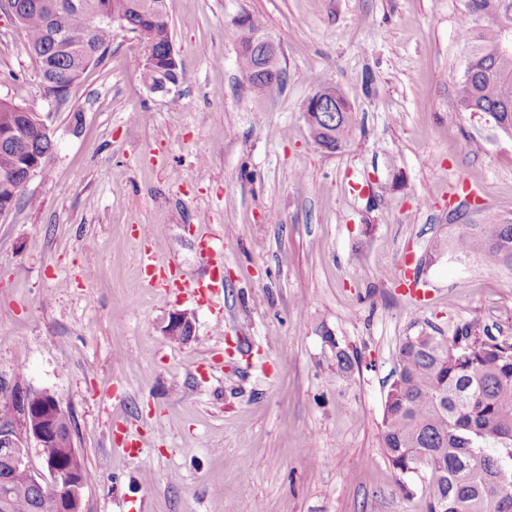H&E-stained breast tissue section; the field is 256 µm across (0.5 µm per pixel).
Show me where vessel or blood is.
<instances>
[{
	"label": "vessel or blood",
	"instance_id": "vessel-or-blood-1",
	"mask_svg": "<svg viewBox=\"0 0 512 512\" xmlns=\"http://www.w3.org/2000/svg\"><path fill=\"white\" fill-rule=\"evenodd\" d=\"M200 251L210 262L212 275L208 282L192 284L184 281L172 265L162 260L161 240L159 236H151L139 249L140 278L148 286L186 294L198 304L210 302L212 296L224 288V241L210 235L202 236Z\"/></svg>",
	"mask_w": 512,
	"mask_h": 512
}]
</instances>
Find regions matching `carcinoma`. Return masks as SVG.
<instances>
[{"instance_id": "cac0c4a2", "label": "carcinoma", "mask_w": 512, "mask_h": 512, "mask_svg": "<svg viewBox=\"0 0 512 512\" xmlns=\"http://www.w3.org/2000/svg\"><path fill=\"white\" fill-rule=\"evenodd\" d=\"M28 34L37 57L42 91L68 95L77 79L98 63L112 42V20L136 30L158 74L180 84L183 67L169 70L171 41L168 0H8ZM465 15L458 30L459 60L451 74L459 112L497 115L498 130L512 134V48L501 47L500 32L512 26V0H462ZM239 65L262 97L278 88L257 71L247 49ZM324 149H341L356 123L342 96L326 98L312 113ZM16 149L0 151V178L16 173L34 153L49 149L34 124L12 129ZM454 248L479 258L485 267L512 268V224L488 218L462 224ZM382 442L393 468L402 474L430 471L427 512H512V499L499 498L500 466L512 455V341L481 336L467 324L453 335L421 331L408 336L399 350L396 379L383 411ZM14 491L0 512H57L53 498L31 485L25 471L13 476Z\"/></svg>"}]
</instances>
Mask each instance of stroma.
<instances>
[{"label":"stroma","mask_w":512,"mask_h":512,"mask_svg":"<svg viewBox=\"0 0 512 512\" xmlns=\"http://www.w3.org/2000/svg\"><path fill=\"white\" fill-rule=\"evenodd\" d=\"M460 0H169L179 99L151 92L142 43L114 29L66 101L40 91L24 26L0 13V98L54 115L48 174L0 217V404L53 396L96 477L84 512H426L429 470L381 442L406 337L471 323L512 338V268L452 250L466 219L512 218V139L457 111ZM279 44L284 86L256 98L239 18ZM337 87L346 146L303 105ZM186 279L224 239L211 305L147 287L142 237ZM429 291L404 292L406 277ZM188 310L193 338L170 340ZM352 357L336 365L337 348ZM146 443L130 456L115 425ZM194 331V322L187 312H173L163 326V332L169 338L185 342L188 341Z\"/></svg>","instance_id":"stroma-1"}]
</instances>
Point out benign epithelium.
<instances>
[{
    "label": "benign epithelium",
    "instance_id": "benign-epithelium-1",
    "mask_svg": "<svg viewBox=\"0 0 512 512\" xmlns=\"http://www.w3.org/2000/svg\"><path fill=\"white\" fill-rule=\"evenodd\" d=\"M241 38L251 47L263 49L262 70L276 77L280 70L278 47L265 36L248 29L239 23ZM194 331V322L188 313H172L163 326V332L169 338L185 342ZM10 403L22 417V428L17 431L12 422L0 421V483L7 484L5 475L10 470H26L31 473L33 484L44 494L52 496L58 512H84L82 508L83 491L86 482L83 479V461L77 452L71 428L63 427L69 417L59 402L48 394L39 392L19 393L10 399ZM42 452L45 448L57 450V461L46 463V473L36 475L31 472L30 449Z\"/></svg>",
    "mask_w": 512,
    "mask_h": 512
}]
</instances>
